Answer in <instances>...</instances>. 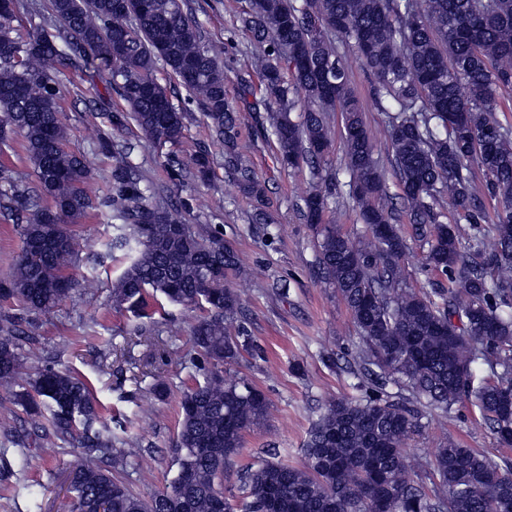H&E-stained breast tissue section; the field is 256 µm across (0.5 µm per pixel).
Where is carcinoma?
Segmentation results:
<instances>
[{"label":"carcinoma","instance_id":"carcinoma-1","mask_svg":"<svg viewBox=\"0 0 512 512\" xmlns=\"http://www.w3.org/2000/svg\"><path fill=\"white\" fill-rule=\"evenodd\" d=\"M55 37L21 33L17 6L0 13V135L20 132L37 186L14 187L0 210L22 225L23 249L0 295L35 314L52 312L72 289L75 244L67 221L89 212L119 221L112 251L127 263L112 285V305L140 320L169 304L204 311L191 329L192 366L203 381L183 391L173 442L177 472L149 498L122 477L142 443L114 440L88 381L45 368L28 373L0 314V389L30 416L31 428L82 449L67 481L71 512H236L224 497V469L243 432L266 422L272 404L259 388L224 379L242 354L262 356L237 294L224 273H245L236 250L208 225H185L163 206L153 184L129 161L131 143L107 132L95 154L112 157L109 193L93 199L84 183L90 158L68 147L58 112L59 67L82 63L105 77L126 104L110 117L119 131L134 125L146 139L177 144L188 114L173 105L154 76L163 65L200 106L212 137L224 144V166L239 190L264 197L240 153L241 109L224 92V62L204 41L183 0H49ZM239 22L258 48L254 66L270 101L252 106L255 128L273 137L287 168L318 166L304 215L319 225L317 266L351 312L359 345L347 371L372 393L326 402L312 426L305 462L273 457L240 476L242 512H512V460L494 462L450 443L437 449L429 484L412 478L405 440L425 411L443 416L467 399L512 446V127L495 115L512 87V0H247ZM354 50L373 78L387 114L391 166L412 235L427 267L444 277L429 289L403 287L408 249L387 178L351 88L341 49ZM306 104L299 121L295 99ZM341 116L347 180L320 169L329 154V113ZM170 180H209L205 150L167 162ZM482 173L481 184L474 170ZM498 202L485 212L481 196ZM347 199L365 229L356 236L321 223L329 200ZM453 200L458 219L443 221Z\"/></svg>","mask_w":512,"mask_h":512}]
</instances>
